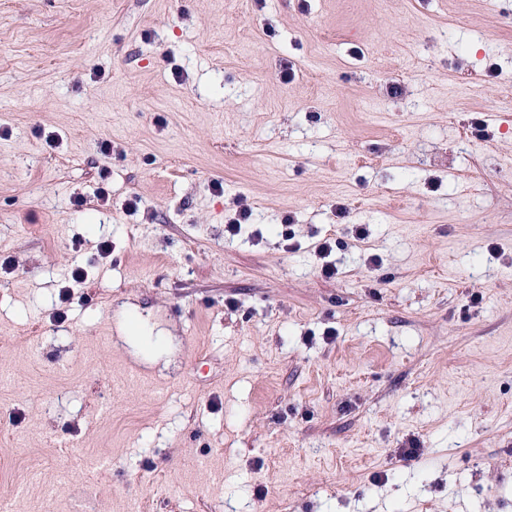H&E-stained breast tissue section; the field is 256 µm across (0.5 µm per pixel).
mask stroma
<instances>
[{
  "label": "stroma",
  "instance_id": "35a3bbf8",
  "mask_svg": "<svg viewBox=\"0 0 512 512\" xmlns=\"http://www.w3.org/2000/svg\"><path fill=\"white\" fill-rule=\"evenodd\" d=\"M0 126V512H512V0H0Z\"/></svg>",
  "mask_w": 512,
  "mask_h": 512
}]
</instances>
